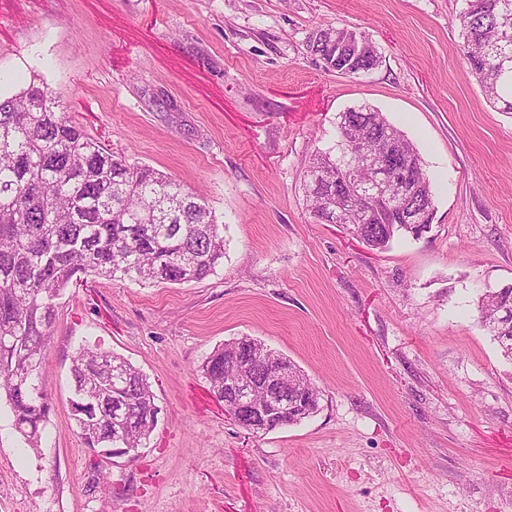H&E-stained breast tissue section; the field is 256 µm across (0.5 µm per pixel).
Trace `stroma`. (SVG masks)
Masks as SVG:
<instances>
[{
    "mask_svg": "<svg viewBox=\"0 0 512 512\" xmlns=\"http://www.w3.org/2000/svg\"><path fill=\"white\" fill-rule=\"evenodd\" d=\"M463 0H0V96L46 83L109 151L223 217L201 281L87 276L56 310L39 450L0 401V512H512V362L478 300L512 285V114L465 72ZM377 47L325 70L308 34ZM367 104L416 145L435 218L372 250L310 215L304 174ZM250 336L320 391L301 423L247 436L203 363ZM123 356L160 409L146 448L84 447L72 360ZM361 40V52L356 51L355 46H349L343 56L336 58V43L345 44L348 41L347 34H336V28H318L309 34L306 40L307 51L321 61L327 70L343 71L339 73L348 76H359L375 69L379 64L380 56L376 46L365 36L359 34ZM347 72V73H345Z\"/></svg>",
    "mask_w": 512,
    "mask_h": 512,
    "instance_id": "stroma-1",
    "label": "stroma"
}]
</instances>
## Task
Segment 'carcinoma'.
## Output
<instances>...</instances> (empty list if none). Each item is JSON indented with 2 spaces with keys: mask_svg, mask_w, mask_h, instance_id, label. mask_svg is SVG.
<instances>
[{
  "mask_svg": "<svg viewBox=\"0 0 512 512\" xmlns=\"http://www.w3.org/2000/svg\"><path fill=\"white\" fill-rule=\"evenodd\" d=\"M461 53L493 107L512 112V0H464L460 15ZM336 29L318 28L307 51L332 71L359 76L375 69L376 46L360 36L361 51L348 47L336 57ZM350 121L337 127L346 142L365 141L378 150L389 145L405 158L399 179L416 189L413 205L435 213L432 181L416 146L382 113L366 105L347 109ZM338 156L317 151L308 168L336 171ZM312 217L331 224L325 200L336 201L343 185L305 178ZM431 225L405 224L399 207L383 217L352 225L351 232L372 249L396 237L421 238ZM224 224L204 199L176 178L103 149L66 115L65 106L42 83L0 97V399L11 407L14 426L26 445H42L49 404L40 384L52 337L55 308L74 277L96 273L141 284L203 280L224 258ZM512 305V287L500 298L487 293L481 321L498 320V304ZM512 361V320L493 331ZM282 365L309 377L261 341L241 337L216 349L202 370L214 395L233 414L235 397L224 383L241 374ZM28 370L27 380L15 373ZM76 422L87 448H144L159 409L146 376L119 354L81 348L71 368ZM288 406L277 396L255 397L258 409L240 412L243 430L264 434L312 416L319 408L314 384L288 389Z\"/></svg>",
  "mask_w": 512,
  "mask_h": 512,
  "instance_id": "obj_1",
  "label": "carcinoma"
}]
</instances>
